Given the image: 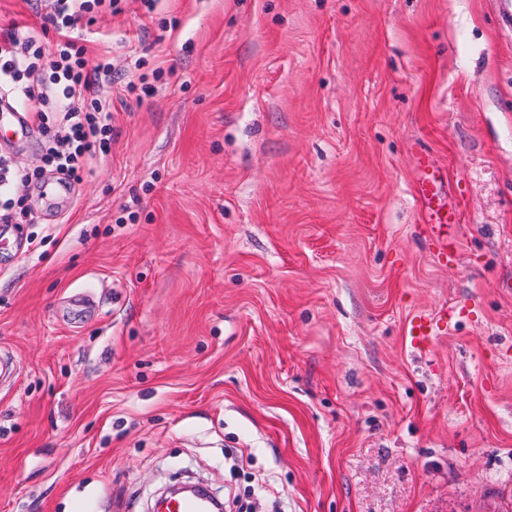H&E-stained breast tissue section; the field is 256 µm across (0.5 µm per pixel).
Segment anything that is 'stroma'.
<instances>
[{
    "instance_id": "35a3bbf8",
    "label": "stroma",
    "mask_w": 512,
    "mask_h": 512,
    "mask_svg": "<svg viewBox=\"0 0 512 512\" xmlns=\"http://www.w3.org/2000/svg\"><path fill=\"white\" fill-rule=\"evenodd\" d=\"M112 140L0 131V512H512V31L497 0H159L80 28ZM427 149L458 211L440 257ZM461 315L430 351L407 324ZM416 178L413 185L421 222L429 224L430 237L434 249L448 256V224L457 223V210L448 204L447 176L431 167L427 150H419L413 155ZM37 171L20 170L9 159L0 157V220L9 222L16 215V207L20 200L13 196V186L18 183H28Z\"/></svg>"
}]
</instances>
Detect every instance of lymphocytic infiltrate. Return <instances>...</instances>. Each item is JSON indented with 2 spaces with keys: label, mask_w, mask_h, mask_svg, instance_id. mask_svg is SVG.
I'll list each match as a JSON object with an SVG mask.
<instances>
[{
  "label": "lymphocytic infiltrate",
  "mask_w": 512,
  "mask_h": 512,
  "mask_svg": "<svg viewBox=\"0 0 512 512\" xmlns=\"http://www.w3.org/2000/svg\"><path fill=\"white\" fill-rule=\"evenodd\" d=\"M43 20L57 40L45 54L31 31L0 33V96L14 99L47 134L43 162L63 178L77 177L112 138V104L102 96L118 71L100 59L88 65L73 43L82 21H95L101 9L122 10L123 0H43Z\"/></svg>",
  "instance_id": "lymphocytic-infiltrate-1"
}]
</instances>
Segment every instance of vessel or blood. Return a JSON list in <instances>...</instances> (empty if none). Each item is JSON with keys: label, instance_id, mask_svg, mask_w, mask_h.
<instances>
[{"label": "vessel or blood", "instance_id": "vessel-or-blood-1", "mask_svg": "<svg viewBox=\"0 0 512 512\" xmlns=\"http://www.w3.org/2000/svg\"><path fill=\"white\" fill-rule=\"evenodd\" d=\"M416 178L413 185L422 223L428 224L431 242L439 254H447L450 243L447 228L456 223L457 211L448 203L447 176L431 167L428 151H417L413 156ZM458 315L456 308L440 307L433 313H419L409 323L408 336L413 347L429 349L435 338Z\"/></svg>", "mask_w": 512, "mask_h": 512}]
</instances>
